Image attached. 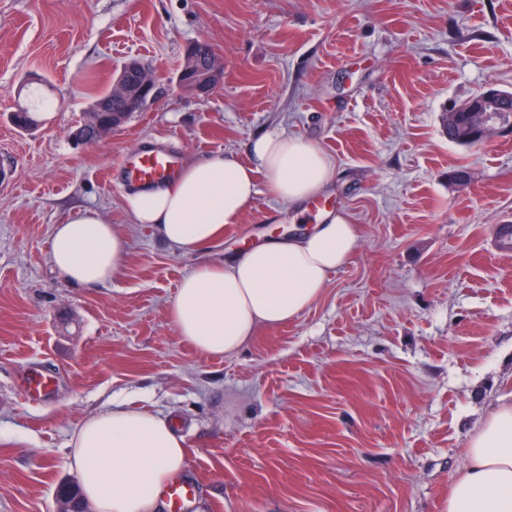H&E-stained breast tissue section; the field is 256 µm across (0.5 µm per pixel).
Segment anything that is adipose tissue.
I'll list each match as a JSON object with an SVG mask.
<instances>
[{
  "instance_id": "obj_1",
  "label": "adipose tissue",
  "mask_w": 512,
  "mask_h": 512,
  "mask_svg": "<svg viewBox=\"0 0 512 512\" xmlns=\"http://www.w3.org/2000/svg\"><path fill=\"white\" fill-rule=\"evenodd\" d=\"M246 152L248 162L231 155L191 162L175 181L130 194L134 223L192 253L250 209L258 182L280 201L300 205L321 193L336 170L317 145L283 132L252 136ZM358 239L347 216L329 213L309 232L196 267L169 308L178 336L204 354L238 351L257 326H279L308 308L328 274L353 261ZM124 251L123 235L97 213L53 227L50 261L71 286L108 282ZM68 448L95 512H162L163 488L182 472L187 453L174 422L125 401L87 417ZM447 512H512L511 399L499 398L471 436Z\"/></svg>"
}]
</instances>
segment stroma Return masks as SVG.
<instances>
[{"mask_svg":"<svg viewBox=\"0 0 512 512\" xmlns=\"http://www.w3.org/2000/svg\"><path fill=\"white\" fill-rule=\"evenodd\" d=\"M196 41L224 61L206 96L175 84ZM132 60L156 98L74 144ZM36 87L48 113L19 130ZM490 88L512 91V0H0V512H57L78 478L69 437L115 399L176 419L186 512H446L472 432L512 393V256L490 249L512 222V135L467 147L445 128ZM265 131L333 158L321 200L357 224V255L295 318L206 355L169 317L181 280L304 224L261 183L182 253L132 222L120 162L141 146L243 161ZM90 211L126 251L111 281L75 288L51 267L52 228ZM29 370L56 391L28 400Z\"/></svg>","mask_w":512,"mask_h":512,"instance_id":"35a3bbf8","label":"stroma"}]
</instances>
